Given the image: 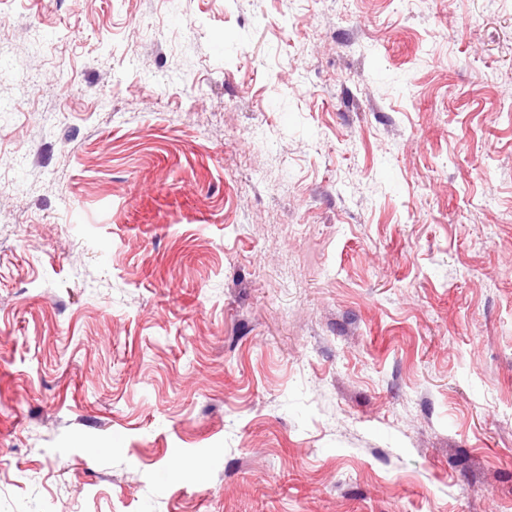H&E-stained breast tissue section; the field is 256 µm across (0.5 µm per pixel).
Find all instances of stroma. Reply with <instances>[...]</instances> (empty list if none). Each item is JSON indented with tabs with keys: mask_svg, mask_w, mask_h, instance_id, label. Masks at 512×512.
Returning <instances> with one entry per match:
<instances>
[{
	"mask_svg": "<svg viewBox=\"0 0 512 512\" xmlns=\"http://www.w3.org/2000/svg\"><path fill=\"white\" fill-rule=\"evenodd\" d=\"M0 512H512V0H0Z\"/></svg>",
	"mask_w": 512,
	"mask_h": 512,
	"instance_id": "1",
	"label": "stroma"
}]
</instances>
